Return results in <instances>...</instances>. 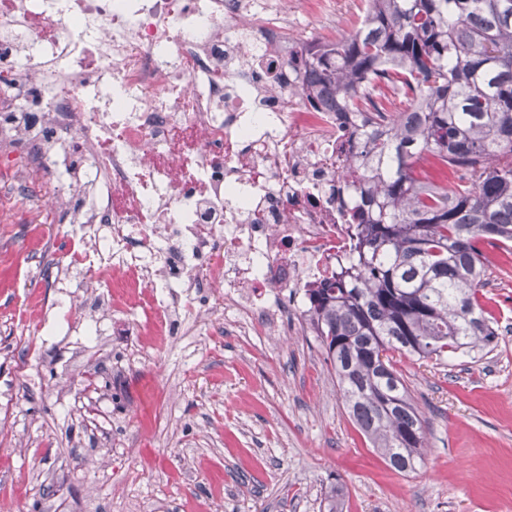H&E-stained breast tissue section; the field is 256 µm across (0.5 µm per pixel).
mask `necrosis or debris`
I'll return each mask as SVG.
<instances>
[{
	"instance_id": "4bbe7bcc",
	"label": "necrosis or debris",
	"mask_w": 512,
	"mask_h": 512,
	"mask_svg": "<svg viewBox=\"0 0 512 512\" xmlns=\"http://www.w3.org/2000/svg\"><path fill=\"white\" fill-rule=\"evenodd\" d=\"M0 10V220L77 225L88 283L139 325L213 292L249 336L311 332L349 256L361 122L302 94L288 0H9Z\"/></svg>"
}]
</instances>
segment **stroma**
Returning a JSON list of instances; mask_svg holds the SVG:
<instances>
[{
    "label": "stroma",
    "instance_id": "35a3bbf8",
    "mask_svg": "<svg viewBox=\"0 0 512 512\" xmlns=\"http://www.w3.org/2000/svg\"><path fill=\"white\" fill-rule=\"evenodd\" d=\"M297 39L365 7L310 13ZM55 224L0 223V512H512V254L483 288L499 343L394 356L427 423L424 464L391 469L350 419L314 336H229L216 315L151 344L78 287Z\"/></svg>",
    "mask_w": 512,
    "mask_h": 512
}]
</instances>
